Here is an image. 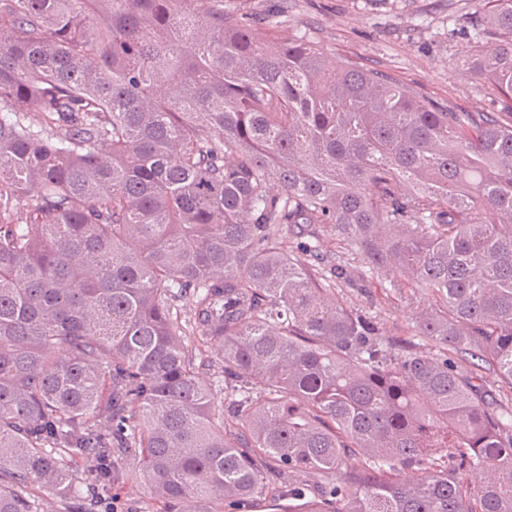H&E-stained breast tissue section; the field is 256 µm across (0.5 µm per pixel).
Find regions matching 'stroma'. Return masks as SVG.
<instances>
[{"instance_id":"1","label":"stroma","mask_w":512,"mask_h":512,"mask_svg":"<svg viewBox=\"0 0 512 512\" xmlns=\"http://www.w3.org/2000/svg\"><path fill=\"white\" fill-rule=\"evenodd\" d=\"M478 0H224L226 12L244 18L256 33L275 26L307 35L329 58L347 57L384 71L426 101L455 112H505L487 82L463 83L460 58L474 47L469 18ZM380 322L386 336L416 348L417 305L390 284L340 283L336 293Z\"/></svg>"}]
</instances>
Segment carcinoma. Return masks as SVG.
Masks as SVG:
<instances>
[{
	"instance_id": "1",
	"label": "carcinoma",
	"mask_w": 512,
	"mask_h": 512,
	"mask_svg": "<svg viewBox=\"0 0 512 512\" xmlns=\"http://www.w3.org/2000/svg\"><path fill=\"white\" fill-rule=\"evenodd\" d=\"M475 14L461 70L512 100V0ZM390 273L427 352L336 302ZM493 377L512 121L224 0H0V512H512ZM113 510L116 512H138L147 490L140 486H119L112 490Z\"/></svg>"
}]
</instances>
